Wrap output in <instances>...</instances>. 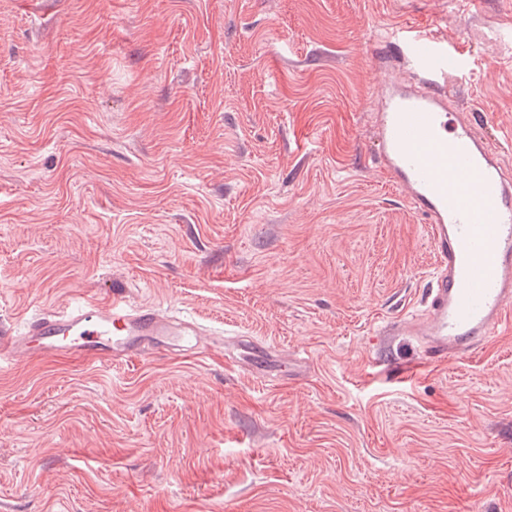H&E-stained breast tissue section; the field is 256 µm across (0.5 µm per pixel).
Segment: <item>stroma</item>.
<instances>
[{"label": "stroma", "mask_w": 512, "mask_h": 512, "mask_svg": "<svg viewBox=\"0 0 512 512\" xmlns=\"http://www.w3.org/2000/svg\"><path fill=\"white\" fill-rule=\"evenodd\" d=\"M468 52L512 168V0H0V321L122 291L304 357L0 366V512H512V314L424 362L426 224L371 162L372 46ZM235 360L238 365L251 375L262 374L272 375L276 370L277 363L281 372H291L292 364L289 359L280 360L278 354L273 355L272 351L261 345L254 339L239 340L236 344Z\"/></svg>", "instance_id": "obj_1"}]
</instances>
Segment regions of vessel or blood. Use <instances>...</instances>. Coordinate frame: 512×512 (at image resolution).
Listing matches in <instances>:
<instances>
[{
	"instance_id": "obj_1",
	"label": "vessel or blood",
	"mask_w": 512,
	"mask_h": 512,
	"mask_svg": "<svg viewBox=\"0 0 512 512\" xmlns=\"http://www.w3.org/2000/svg\"><path fill=\"white\" fill-rule=\"evenodd\" d=\"M372 57L389 73L370 106L375 157L430 226L436 265L423 314L388 321L385 336H414L428 361L458 360L501 328L512 310V173L463 114L448 76L466 57L408 28L377 39ZM195 319L132 303L85 299L29 319L22 332L0 322V363L66 356L80 363L128 362L149 354L193 356L214 348ZM249 374L290 371L289 360L253 339L236 344Z\"/></svg>"
}]
</instances>
